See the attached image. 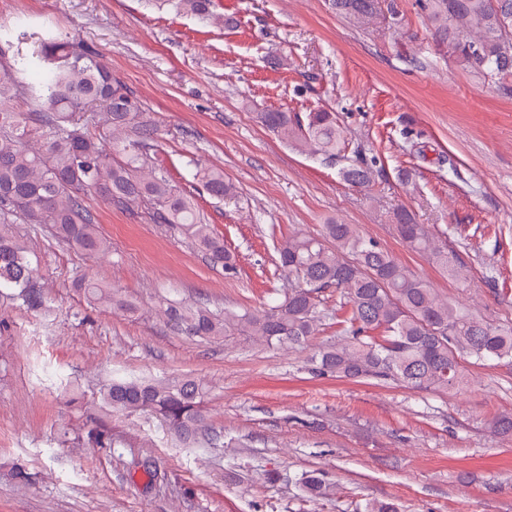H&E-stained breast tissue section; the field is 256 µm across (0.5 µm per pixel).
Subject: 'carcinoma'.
<instances>
[{"instance_id": "carcinoma-1", "label": "carcinoma", "mask_w": 512, "mask_h": 512, "mask_svg": "<svg viewBox=\"0 0 512 512\" xmlns=\"http://www.w3.org/2000/svg\"><path fill=\"white\" fill-rule=\"evenodd\" d=\"M201 18L214 15L215 0H166ZM496 9L493 0H423L434 36L449 55L466 61L477 79L512 93V0ZM336 15L363 29L396 19L394 2L331 0ZM48 64L45 78L30 90L33 108L17 112L23 91L20 74ZM281 142L324 161H334L347 141L336 114L324 109L305 118L280 110L257 113ZM157 134L142 104L112 68L89 47L50 36L30 53L0 45V286L13 290L18 305L50 311V299L37 284L27 248L14 224H47L53 236L89 256L109 251L95 229L97 217L86 203L93 194L109 204L145 203L160 224L183 230L214 266L230 274L236 257L206 223L192 196L179 190L167 172L155 169L146 152ZM40 139L36 150L32 138ZM342 179L368 189L373 169L353 162ZM198 184L214 199L238 194L220 171L201 167ZM395 228L412 250L429 255L444 274L467 278V269L411 213L394 214ZM277 264L291 283L273 303L227 308L183 298L164 297L159 311L168 329L197 341L246 335L272 347L306 343L323 330L326 315L319 293L334 288L337 339L312 360L311 372L338 379H376L418 390L448 392L465 384L463 361L473 364L512 361V326L493 325L448 301L417 278L374 239L352 224H327L322 237L290 235L275 246ZM74 288L93 306L134 311L119 291L83 276ZM207 384L194 377L117 379L103 384L98 399L115 411L155 416L184 447L212 439L214 427L205 407ZM91 448H110V431L95 427L79 438ZM309 498L325 497L331 483L317 472L296 478ZM363 512H401L391 500L371 499Z\"/></svg>"}]
</instances>
